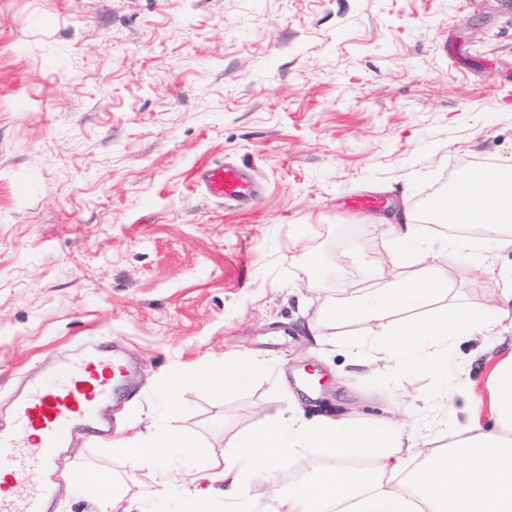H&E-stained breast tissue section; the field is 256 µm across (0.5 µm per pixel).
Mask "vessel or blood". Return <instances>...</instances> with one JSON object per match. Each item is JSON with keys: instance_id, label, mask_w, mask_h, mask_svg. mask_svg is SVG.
<instances>
[{"instance_id": "1", "label": "vessel or blood", "mask_w": 512, "mask_h": 512, "mask_svg": "<svg viewBox=\"0 0 512 512\" xmlns=\"http://www.w3.org/2000/svg\"><path fill=\"white\" fill-rule=\"evenodd\" d=\"M199 178L210 196L227 203L241 204L254 193L243 166H211ZM130 379L119 355L98 344L82 357L62 358L48 377L28 382L14 403L11 429L0 431V512H48L52 449L67 447L78 427L105 435L108 427L97 407L125 390Z\"/></svg>"}]
</instances>
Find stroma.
Returning <instances> with one entry per match:
<instances>
[{"mask_svg":"<svg viewBox=\"0 0 512 512\" xmlns=\"http://www.w3.org/2000/svg\"><path fill=\"white\" fill-rule=\"evenodd\" d=\"M512 164V0H0V422L31 375L87 340L118 341L138 365L107 403L110 435L55 449L52 512H91L76 471L122 479L131 512H184L149 495L159 472L114 439L176 427L222 461L246 424L378 418L425 427L432 377L358 364L364 326L311 322L343 283L399 278L385 219L466 166ZM246 166L245 205L207 195L200 169ZM379 197L381 209H351ZM419 230L448 277L447 300L484 309L512 279V251L458 260L442 224ZM512 330L460 336L448 412L489 400ZM259 359L223 396L199 382L169 414L174 369Z\"/></svg>","mask_w":512,"mask_h":512,"instance_id":"1","label":"stroma"}]
</instances>
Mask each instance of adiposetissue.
<instances>
[{"mask_svg":"<svg viewBox=\"0 0 512 512\" xmlns=\"http://www.w3.org/2000/svg\"><path fill=\"white\" fill-rule=\"evenodd\" d=\"M422 209L454 227H482L483 247L512 250L510 168L468 170L451 195H432ZM390 225L407 272L378 288L348 287L342 296L327 301L319 322L364 323L370 341L357 352L363 364L396 365L444 378L452 337L494 335L512 311L457 306L445 316L386 328L383 321L391 311L448 297V278L424 248L412 216L394 213ZM263 368L259 361H235L206 370L200 380L221 395ZM490 400L492 427L482 426L471 409L462 422L434 419V427L449 439L447 450L440 453L429 449L418 429L407 430L390 420L296 417L286 423L276 411L229 441L220 468L199 464L197 441L175 428L117 444L114 451L155 468L175 452L185 463L186 474H202L233 490L250 468H281L302 449L326 460V467L313 470L289 491L271 488L262 512H512V351L492 371ZM411 459L421 460L422 468L408 491L394 478ZM73 487L79 494L91 495L94 512H112L126 496L119 480L94 469L77 477Z\"/></svg>","mask_w":512,"mask_h":512,"instance_id":"ef3b65f1","label":"adipose tissue"}]
</instances>
